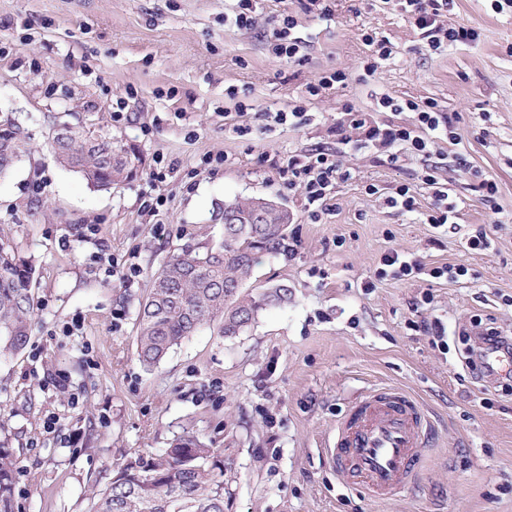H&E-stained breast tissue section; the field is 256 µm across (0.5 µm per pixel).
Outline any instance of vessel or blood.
<instances>
[{
    "label": "vessel or blood",
    "instance_id": "vessel-or-blood-1",
    "mask_svg": "<svg viewBox=\"0 0 512 512\" xmlns=\"http://www.w3.org/2000/svg\"><path fill=\"white\" fill-rule=\"evenodd\" d=\"M432 430L419 400L402 388L381 386L352 402L326 453L346 485L390 497L418 480Z\"/></svg>",
    "mask_w": 512,
    "mask_h": 512
}]
</instances>
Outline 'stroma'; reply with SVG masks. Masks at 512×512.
<instances>
[{
	"label": "stroma",
	"mask_w": 512,
	"mask_h": 512,
	"mask_svg": "<svg viewBox=\"0 0 512 512\" xmlns=\"http://www.w3.org/2000/svg\"><path fill=\"white\" fill-rule=\"evenodd\" d=\"M256 7L255 28L240 30L224 21L236 0H0V118L30 135L0 179V244L36 278L30 342L0 355V445L16 464L15 512H92V491L113 470L186 430L224 454V512H512V393L473 383L455 352L477 314L512 334V7L454 0L449 25H471L479 38L437 50L381 0H336L328 21L300 0ZM290 13L312 43L302 65L265 50ZM367 33L392 48L369 78ZM336 67L347 86L306 99L307 84ZM385 94L435 100L456 118L459 144L439 149L465 154L472 169L441 171L453 224L424 223L430 192L407 152L394 166L374 147L344 153L351 177L317 221L301 189L282 187L288 155L335 147L345 106L374 112ZM240 102L253 108L245 136L233 129ZM295 104L312 124L266 127L264 112ZM63 123L133 148L132 177L103 190L56 163L49 132ZM206 154L225 162L201 168ZM160 157L171 168L157 179ZM488 177L498 186L490 200L480 187ZM401 183L416 185V211L386 205ZM370 184L377 194H366ZM157 195L166 204L142 213ZM254 196L293 214L285 251L262 255L249 281L287 286V302L263 307L237 336L202 327L146 370L134 339L152 273L171 253L219 240L225 201ZM480 232L489 249L469 252ZM392 249L468 275L376 280ZM434 319L447 348L410 327ZM57 377L73 396L55 389ZM386 384L419 399L436 433L420 480L380 502L337 478L325 446L349 400Z\"/></svg>",
	"instance_id": "1"
}]
</instances>
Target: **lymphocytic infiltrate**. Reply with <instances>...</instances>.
I'll return each instance as SVG.
<instances>
[{"mask_svg":"<svg viewBox=\"0 0 512 512\" xmlns=\"http://www.w3.org/2000/svg\"><path fill=\"white\" fill-rule=\"evenodd\" d=\"M394 4L400 7L410 23L421 30L431 48L437 49L448 43L467 44L479 37L473 26L451 27L445 23L448 0H394ZM297 27L298 19L291 14L284 15L278 21L269 44V51L274 57H285L298 63L306 61L304 43L296 35ZM379 106L395 113L407 110L412 112L413 117L407 123L379 121L372 113L347 107L338 126L337 148L314 149L289 156L279 169L283 186L291 190L303 188L311 208L310 215L315 218L319 213L332 209L338 182L350 176L339 160L342 150L377 145L385 148L387 160L394 163L399 159V149L403 148L420 156L423 161L418 179L430 190L432 198L424 216L425 223L435 228L451 223L455 216V205L449 199L447 181L440 178V164L435 156L438 136H445L451 141L458 138L452 117L441 112L437 102L432 100L401 104L386 95L380 99ZM467 274V268L462 265L430 267L411 254L391 250L383 254L375 280L388 277L405 280L425 275L435 280L458 283ZM462 338L466 344L461 354L462 363L474 378L505 392L512 390V379L495 376L491 368L483 364L484 356L489 352L504 358L512 357V336L503 334L493 320L478 316L472 320L470 329L463 331Z\"/></svg>","mask_w":512,"mask_h":512,"instance_id":"f902f5d3","label":"lymphocytic infiltrate"}]
</instances>
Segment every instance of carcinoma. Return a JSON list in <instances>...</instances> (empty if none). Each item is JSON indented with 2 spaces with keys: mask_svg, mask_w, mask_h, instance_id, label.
Returning a JSON list of instances; mask_svg holds the SVG:
<instances>
[{
  "mask_svg": "<svg viewBox=\"0 0 512 512\" xmlns=\"http://www.w3.org/2000/svg\"><path fill=\"white\" fill-rule=\"evenodd\" d=\"M55 159L94 186L107 189L133 175L134 150L108 140L92 141L66 127L52 136ZM28 150L27 134L16 122L0 123V175ZM266 198L224 203L233 217V234L202 251L172 254L151 276L140 304L136 352L152 369L203 326L222 336H237L255 321L264 305L288 300V289H245L258 254L285 247L292 215L287 207L263 208ZM34 269L0 245V352L17 354L28 345L34 311ZM93 512H224V456L192 431L177 436L159 454L139 453L126 461L103 489L93 493ZM14 462L0 446V512H14Z\"/></svg>",
  "mask_w": 512,
  "mask_h": 512,
  "instance_id": "obj_1",
  "label": "carcinoma"
}]
</instances>
